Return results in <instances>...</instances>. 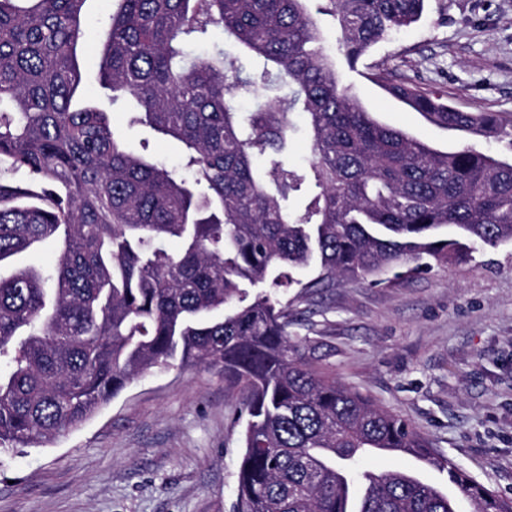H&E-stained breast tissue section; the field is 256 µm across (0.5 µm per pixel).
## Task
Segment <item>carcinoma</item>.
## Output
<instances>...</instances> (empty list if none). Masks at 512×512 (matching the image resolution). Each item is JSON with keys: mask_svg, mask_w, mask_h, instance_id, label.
Returning <instances> with one entry per match:
<instances>
[{"mask_svg": "<svg viewBox=\"0 0 512 512\" xmlns=\"http://www.w3.org/2000/svg\"><path fill=\"white\" fill-rule=\"evenodd\" d=\"M87 2L0 0V264L61 247L51 270L0 277V454L80 428L178 360L240 390L238 512H458L412 474L358 468L398 449L448 468L473 512H512L405 420L311 366L288 307L260 290L284 270L317 271L312 288L512 243V162L376 120L341 85L312 0H118L100 85L136 102L131 123L184 146L188 180L127 150L83 98ZM323 2L353 67L418 22L425 0ZM375 79L435 126L512 144V122L492 112ZM297 113L310 134L301 169L284 161Z\"/></svg>", "mask_w": 512, "mask_h": 512, "instance_id": "cac0c4a2", "label": "carcinoma"}]
</instances>
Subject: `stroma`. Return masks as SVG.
Returning <instances> with one entry per match:
<instances>
[{"label":"stroma","instance_id":"obj_1","mask_svg":"<svg viewBox=\"0 0 512 512\" xmlns=\"http://www.w3.org/2000/svg\"><path fill=\"white\" fill-rule=\"evenodd\" d=\"M113 0H89L79 53L85 91L110 112L133 151L183 170L180 147L131 124L129 104L98 84L101 24ZM440 93L463 112L512 121V0H427L421 21L374 46L343 79L374 117L446 150L495 155L507 143L462 138L429 124L370 79ZM275 288L306 360L407 419L441 458L512 497V244L480 247L424 271ZM241 394L221 373L174 365L133 380L82 427L0 456V512H234L242 456ZM362 469L408 470L449 495L447 471L406 454Z\"/></svg>","mask_w":512,"mask_h":512}]
</instances>
